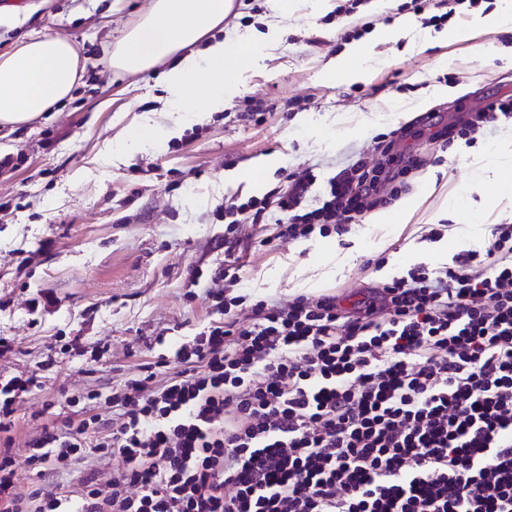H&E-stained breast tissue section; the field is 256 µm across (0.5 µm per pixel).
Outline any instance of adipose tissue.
I'll return each instance as SVG.
<instances>
[{
	"mask_svg": "<svg viewBox=\"0 0 512 512\" xmlns=\"http://www.w3.org/2000/svg\"><path fill=\"white\" fill-rule=\"evenodd\" d=\"M234 0H148L135 23L110 50L107 65L129 76L168 63L165 111L202 120L223 111L237 93L232 79L248 51L214 39ZM85 70L73 43L37 34L0 54V126L19 128L70 96ZM192 90L193 102L184 99Z\"/></svg>",
	"mask_w": 512,
	"mask_h": 512,
	"instance_id": "adipose-tissue-1",
	"label": "adipose tissue"
}]
</instances>
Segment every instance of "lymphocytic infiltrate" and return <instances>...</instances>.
<instances>
[{"label": "lymphocytic infiltrate", "instance_id": "obj_1", "mask_svg": "<svg viewBox=\"0 0 512 512\" xmlns=\"http://www.w3.org/2000/svg\"><path fill=\"white\" fill-rule=\"evenodd\" d=\"M330 177L314 171L263 199L227 205L229 228L277 238L348 232L383 185L420 160L385 150ZM215 317L113 390L112 420L42 426L18 460L17 408L36 376L0 377V512H512V224L481 250L367 289L353 309L333 293L256 301L209 292ZM119 459L101 478L98 463ZM83 469L75 496L15 490L19 463Z\"/></svg>", "mask_w": 512, "mask_h": 512}]
</instances>
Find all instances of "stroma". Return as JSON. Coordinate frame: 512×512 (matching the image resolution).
<instances>
[{
    "label": "stroma",
    "mask_w": 512,
    "mask_h": 512,
    "mask_svg": "<svg viewBox=\"0 0 512 512\" xmlns=\"http://www.w3.org/2000/svg\"><path fill=\"white\" fill-rule=\"evenodd\" d=\"M235 0L237 15L215 38L242 41L258 53L235 76L237 95L180 133L119 151L115 144L145 120L171 125L163 112V67L116 76L108 51L147 0H0V54L47 30L73 42L86 62L82 83L64 107L26 127L0 130V331L16 352L0 358V375L28 376L49 344L80 337L85 353L63 357L20 403L14 434L18 457L43 425L69 415L65 393L97 391L92 414L111 419L105 399L157 355H172L205 326L211 269L232 252L247 303L300 294H359L407 269L440 268L483 248L495 225L512 224V197L497 170L512 156V121L486 127L472 143L438 138L464 127L487 99L512 96V32L483 19L499 0H465L439 28L415 14L411 0H363L340 18L347 0ZM413 20L394 42L374 47L364 81L329 80L328 64L380 25ZM277 40L262 45L270 25ZM464 28L450 41L446 30ZM263 116L262 123L249 118ZM399 150L420 156L389 205L414 196V213L395 224H353L344 236L277 240L256 250L260 226L245 225L226 249L225 205L254 198L247 182L224 180L262 156L277 160L266 191L286 174L313 168L320 177L306 201L318 207L323 181L353 162L376 163L398 128ZM383 260L382 268L367 259ZM51 293L52 306L32 320L28 301Z\"/></svg>",
    "instance_id": "1"
}]
</instances>
